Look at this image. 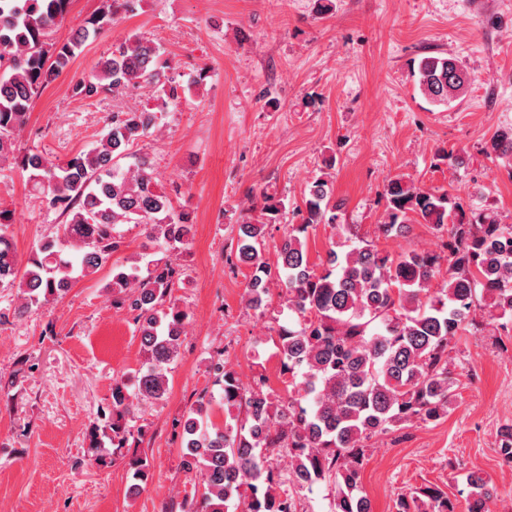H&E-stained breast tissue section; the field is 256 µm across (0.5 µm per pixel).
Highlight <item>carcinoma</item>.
<instances>
[{
  "instance_id": "obj_1",
  "label": "carcinoma",
  "mask_w": 512,
  "mask_h": 512,
  "mask_svg": "<svg viewBox=\"0 0 512 512\" xmlns=\"http://www.w3.org/2000/svg\"><path fill=\"white\" fill-rule=\"evenodd\" d=\"M130 2L102 0L96 14L59 42L54 29L70 0H0V162L16 161L42 204L63 217V238L74 249L65 254L59 240L45 239L20 267L5 233L14 211L0 208V286L19 289L22 302L14 314L61 297L74 271L96 273L121 245L119 224L140 225L163 253H141L112 268L105 284L116 304L135 313L146 355L134 391L115 381L109 416L89 435L91 448L109 441L114 460L135 438L134 401H158L167 392L166 372L188 319L171 295L183 276L177 256L194 236L193 212L184 205L175 209L150 162L133 156V146L156 127L157 115L146 107L112 113L96 146L57 163L21 146L19 138L37 94ZM413 76L436 106L460 99L469 80L457 58L440 53L421 57ZM138 89L149 90L162 109L181 99V85L166 75L158 49L141 38L115 46L94 74L70 84L71 96L81 100ZM488 149L511 159L512 126L497 130ZM132 156L135 163L123 167ZM384 198L380 233L397 237L412 221L428 224L441 235V252L393 254L366 243L329 251L315 270L306 253L308 230L337 221L338 206L324 179L310 186L298 208L300 223L288 225L276 245L275 264L263 252L266 226L284 207L282 200L263 197L260 220L239 225L236 257L251 268L248 304L265 306L276 283L297 316L277 330L285 396H272L262 381L246 387L232 369L215 367L226 416L218 425L200 406L179 422L182 466L200 477L179 512H229L241 503L247 512H300L299 493L322 483L332 490V512H372L360 481L369 441L448 416L463 387L449 371L450 353L477 311L512 323V224L402 178L387 183ZM496 444L502 463L512 467V424L501 428ZM282 453L289 460L284 471L272 465ZM129 467L135 493L147 481L149 465L135 458ZM465 484L467 512H491L497 493L485 474L469 470ZM396 512L455 509L439 486L426 485L400 495Z\"/></svg>"
}]
</instances>
